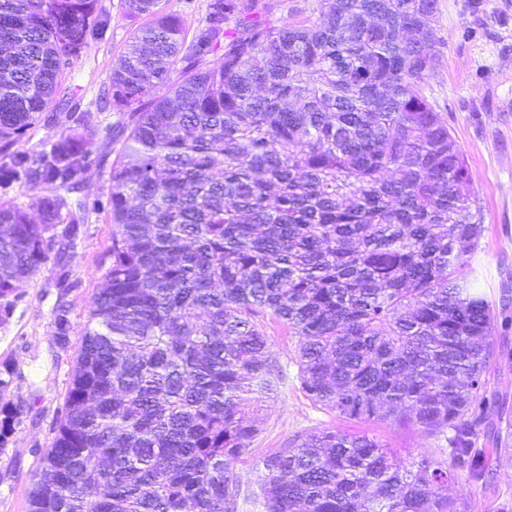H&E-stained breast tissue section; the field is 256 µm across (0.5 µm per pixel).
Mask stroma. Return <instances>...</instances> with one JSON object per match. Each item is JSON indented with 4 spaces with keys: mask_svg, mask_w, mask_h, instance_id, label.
I'll return each instance as SVG.
<instances>
[{
    "mask_svg": "<svg viewBox=\"0 0 512 512\" xmlns=\"http://www.w3.org/2000/svg\"><path fill=\"white\" fill-rule=\"evenodd\" d=\"M99 4L109 17L108 29L88 37L79 58L65 70L72 107L40 120L12 149H39L47 138L72 126L74 117L88 112L97 130L94 155L112 159L118 153L121 144L111 129L127 122L128 115L113 108L97 111L96 99L145 19L129 15L123 0ZM435 28L439 62L423 91L467 158L485 225L473 260L477 286L495 301L502 288L512 289V0H437ZM108 195L107 168L92 165L78 194L85 211L73 230L74 248L59 243L51 247L9 314L0 316V372L8 367L14 371L9 392L0 397V409L17 410L0 447V512H29L28 495L40 454L55 436L86 312L107 268L112 243ZM60 303L67 307L70 324L62 341L54 323ZM266 332L286 379L272 400L243 409L245 418L259 428L254 460L283 448L297 433L356 429V422L339 419L305 396L297 379L295 338L277 323L269 324ZM368 432L392 448L405 467L419 455L440 456L447 445L444 437L386 424L369 426ZM450 492L467 500L472 512H512V467L498 468L490 487L459 477Z\"/></svg>",
    "mask_w": 512,
    "mask_h": 512,
    "instance_id": "stroma-1",
    "label": "stroma"
}]
</instances>
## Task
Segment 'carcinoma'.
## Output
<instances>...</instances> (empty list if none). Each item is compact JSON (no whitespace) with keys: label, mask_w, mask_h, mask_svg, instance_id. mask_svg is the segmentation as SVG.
Wrapping results in <instances>:
<instances>
[{"label":"carcinoma","mask_w":512,"mask_h":512,"mask_svg":"<svg viewBox=\"0 0 512 512\" xmlns=\"http://www.w3.org/2000/svg\"><path fill=\"white\" fill-rule=\"evenodd\" d=\"M272 23L211 0L192 38L158 0L100 101L130 121L109 168L112 244L29 492V512H239L258 429L243 403L284 379L264 318L296 338L316 405L443 435L449 460L401 468L365 433L297 434L257 463L263 512H471L466 474L512 466V406L488 388L509 298L476 288L483 213L464 154L422 93L437 0H329ZM108 17L98 0H0V143L69 106L62 76ZM223 48L217 67L205 57ZM75 125L0 165V312L37 274L91 165ZM487 447L478 448V439ZM53 189L48 186H41L36 190H28L21 182H15L9 186L0 187V203H20L35 210V202L39 196L49 195Z\"/></svg>","instance_id":"carcinoma-1"}]
</instances>
